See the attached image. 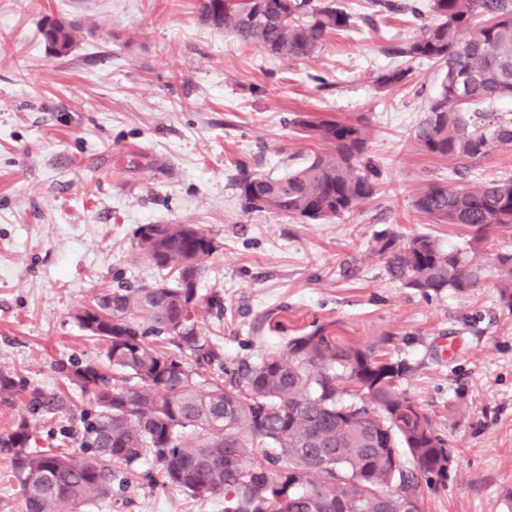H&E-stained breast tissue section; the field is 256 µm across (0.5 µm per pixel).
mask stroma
I'll list each match as a JSON object with an SVG mask.
<instances>
[{
    "label": "stroma",
    "instance_id": "obj_1",
    "mask_svg": "<svg viewBox=\"0 0 512 512\" xmlns=\"http://www.w3.org/2000/svg\"><path fill=\"white\" fill-rule=\"evenodd\" d=\"M340 3L353 29L284 60L199 24L198 0H0V371L24 387L0 402V429L24 416L36 447H74L79 422L28 411L27 390L93 412L64 368L102 360L105 347L74 310L103 289L164 278L138 225L199 224L218 246L200 262L199 329L225 358L256 360L316 325L344 343H383L412 365L405 388L455 450L425 512H512V312L496 272L466 294L426 297L369 254L382 229L481 257L512 250V233L476 244L413 206L417 189L459 168L473 183L512 178V146L473 161L415 149L441 70L391 49L416 39L419 22L370 0ZM58 20L74 31L63 55L41 34ZM406 64L405 85L378 86ZM298 113L370 122L375 194L325 224L243 214L242 173L276 177L321 151L292 126ZM153 469L144 463L123 490V512H224L219 499L151 487Z\"/></svg>",
    "mask_w": 512,
    "mask_h": 512
}]
</instances>
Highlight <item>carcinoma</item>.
Returning a JSON list of instances; mask_svg holds the SVG:
<instances>
[{"label":"carcinoma","mask_w":512,"mask_h":512,"mask_svg":"<svg viewBox=\"0 0 512 512\" xmlns=\"http://www.w3.org/2000/svg\"><path fill=\"white\" fill-rule=\"evenodd\" d=\"M379 10L417 3L376 0ZM435 22L396 49L409 60L443 67L437 95L414 131V145L439 158L477 160L512 145V113L492 110L512 98V0H430ZM199 21L280 59L313 56L326 39L352 28L332 0H199ZM471 30L466 40L458 38ZM409 70H389L377 84H402ZM325 145L306 165L280 177L245 174L241 209L326 223L354 211L375 192L362 162L372 129L365 120L294 118ZM413 206L438 224H461L483 241L512 230V179L462 187L428 184ZM137 245L170 279L104 290L74 317L106 345L105 360L72 364L70 380L92 395L79 446L32 448L20 417L0 431V458L10 462L24 512H79L110 498L113 484L138 477L150 461L163 487L221 498L224 512H405L398 487L408 484L424 512L422 481L448 480L453 448L402 383L413 367L375 354V346L339 344L325 327L288 338L255 362L230 361L202 336L199 260L216 250L196 224H141ZM370 253L389 277L423 294L469 292L484 265L427 234L376 233ZM498 300L512 311V251H498ZM16 382L0 373V401ZM69 404L39 389L29 410L50 417ZM258 448V453L246 449Z\"/></svg>","instance_id":"cac0c4a2"}]
</instances>
